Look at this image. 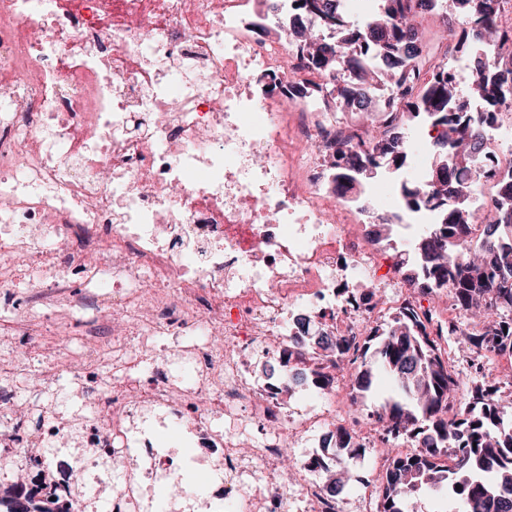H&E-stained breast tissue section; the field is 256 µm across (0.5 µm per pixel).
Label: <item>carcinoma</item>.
I'll list each match as a JSON object with an SVG mask.
<instances>
[{"label":"carcinoma","instance_id":"carcinoma-1","mask_svg":"<svg viewBox=\"0 0 512 512\" xmlns=\"http://www.w3.org/2000/svg\"><path fill=\"white\" fill-rule=\"evenodd\" d=\"M303 16L285 26L288 41L300 46L306 60L328 79L326 89L350 106L365 93L403 81V73L424 60L411 0H376L362 27L344 16L340 0H298ZM439 16L472 62L483 57L479 72L467 81L440 75L424 93L406 96L401 123L368 130L365 140L346 144L340 153L355 163L340 180L363 188L376 174L392 167L404 171L418 132L440 129L441 145L429 163L427 180L403 181L398 209L385 215L380 233L387 239L405 215L432 206L435 223L414 237L401 262L404 280L421 292L448 291L456 316L436 335L413 311H407L367 336L360 363L353 367L348 396L356 404L372 392L377 380L392 381L391 396L376 404L373 416L385 442L401 436L415 442L410 454H389L378 512H418L420 494L448 493V512H512V415L505 410L498 379L470 391L468 401L448 417V400L461 387L435 337L457 334L477 353L512 356V165L503 170L483 152L486 124L504 117L512 100V29L498 21L502 0H437ZM360 59L353 92L338 83L345 62ZM497 179L498 199L487 223H472L474 196L481 181ZM314 344L332 352V363L346 359L341 338L303 330L295 343ZM299 379L318 390L332 380L318 371ZM336 452L361 456L365 448L352 431L340 426L333 434ZM6 512H71L60 501L39 504L25 491L0 499Z\"/></svg>","mask_w":512,"mask_h":512}]
</instances>
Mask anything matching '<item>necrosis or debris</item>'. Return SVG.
Instances as JSON below:
<instances>
[{
    "label": "necrosis or debris",
    "instance_id": "4bbe7bcc",
    "mask_svg": "<svg viewBox=\"0 0 512 512\" xmlns=\"http://www.w3.org/2000/svg\"><path fill=\"white\" fill-rule=\"evenodd\" d=\"M255 0H0V335L63 359L0 358V468L68 439L82 512H148L174 460L138 418L195 438L210 512H336L310 425L248 355L286 352L298 318L360 359L373 324L435 311L340 191L364 128ZM92 414L48 405L59 381ZM265 431L253 439V428ZM325 432L311 429L308 433L304 434L293 448H289L288 461L292 463L298 458L320 452L322 436Z\"/></svg>",
    "mask_w": 512,
    "mask_h": 512
}]
</instances>
